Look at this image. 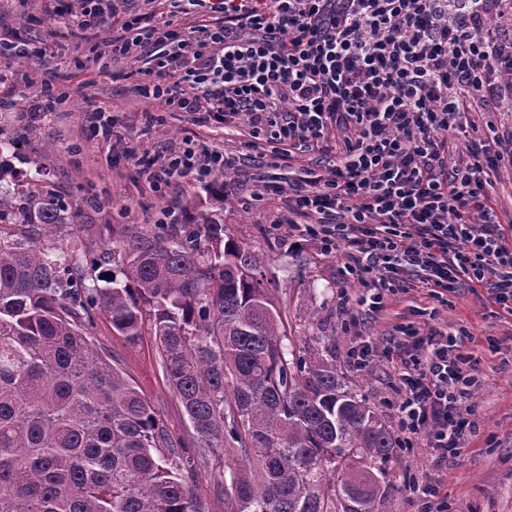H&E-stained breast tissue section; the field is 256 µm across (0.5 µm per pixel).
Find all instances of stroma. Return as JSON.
<instances>
[{
	"label": "stroma",
	"instance_id": "obj_1",
	"mask_svg": "<svg viewBox=\"0 0 512 512\" xmlns=\"http://www.w3.org/2000/svg\"><path fill=\"white\" fill-rule=\"evenodd\" d=\"M159 6V0H136L127 9L122 0H104L97 28L69 33L60 26L50 0H0L1 35L50 48L43 57L0 56V64L14 74L15 99L26 100L46 84L56 94L36 121L8 112L0 115V183L37 180L77 206L84 224L146 229L164 220L188 224L198 212L223 221L227 235L265 258V278L286 332L297 340L316 334L328 337L343 373L392 431L397 428L399 380L387 351L396 325L411 323L426 330L438 324L466 330L474 347L486 353L473 394L479 430L469 438L465 453L439 470L434 469L427 449L394 450L379 512H416L409 480L432 470L444 484L448 512H512V366L501 364L502 359L512 358V320L496 318L490 305L462 289L439 308L416 292L399 295L387 302L384 312L359 315L355 327H346L339 297L356 294L358 282L343 283L341 254L323 251L317 242L291 228L274 229L278 202L261 206L250 202L251 189L264 172L258 164L228 174L220 198L188 179L169 184L161 202L145 190L137 167L123 158V151L154 155L177 149L188 137L229 154L240 148L237 137L225 135L204 116L175 112L138 96V73L148 67L152 46L139 49L134 57H113L110 43L121 36L123 23ZM101 109L114 120L108 146L93 138L86 125L87 117ZM147 110L161 118L149 130L141 119ZM165 208L170 211L166 217L161 214ZM432 308L437 311L433 318L428 315ZM90 336L96 349L113 356L159 409L171 433L188 435L190 424L166 381L150 336L131 345L113 335L102 320L96 321ZM491 337L499 341L498 353L486 351ZM353 349L367 351L366 369L354 367L349 356ZM185 455L195 476V493L206 512H224V495L215 481L216 473L224 469L223 457L204 458L190 448Z\"/></svg>",
	"mask_w": 512,
	"mask_h": 512
}]
</instances>
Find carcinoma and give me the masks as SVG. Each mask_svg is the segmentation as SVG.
Listing matches in <instances>:
<instances>
[{"label":"carcinoma","instance_id":"cac0c4a2","mask_svg":"<svg viewBox=\"0 0 512 512\" xmlns=\"http://www.w3.org/2000/svg\"><path fill=\"white\" fill-rule=\"evenodd\" d=\"M55 194L0 189V512H205L180 450L224 455L225 512H378L393 436L336 367L325 337H286L264 263L224 224L112 241ZM154 337L192 428L160 412L87 328Z\"/></svg>","mask_w":512,"mask_h":512}]
</instances>
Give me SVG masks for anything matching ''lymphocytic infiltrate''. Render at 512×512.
<instances>
[{"label":"lymphocytic infiltrate","instance_id":"f902f5d3","mask_svg":"<svg viewBox=\"0 0 512 512\" xmlns=\"http://www.w3.org/2000/svg\"><path fill=\"white\" fill-rule=\"evenodd\" d=\"M192 34L172 17L117 37L127 57L153 45L138 94L225 128L244 124L239 155L188 140L144 165L149 189L208 185L259 157L252 201L283 200L281 223L341 253L347 312H382L407 279L439 305L459 289L512 317V225L494 183L512 166V131L485 134L480 112H512V0H186ZM330 153L324 174L280 181L281 166ZM398 445L435 465L462 455L485 357L461 335L400 327Z\"/></svg>","mask_w":512,"mask_h":512}]
</instances>
